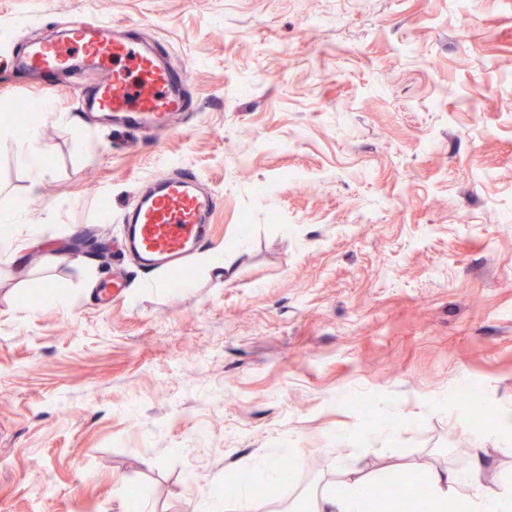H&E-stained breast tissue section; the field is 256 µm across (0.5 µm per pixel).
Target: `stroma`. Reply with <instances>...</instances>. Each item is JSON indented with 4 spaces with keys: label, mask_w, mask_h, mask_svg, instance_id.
<instances>
[{
    "label": "stroma",
    "mask_w": 512,
    "mask_h": 512,
    "mask_svg": "<svg viewBox=\"0 0 512 512\" xmlns=\"http://www.w3.org/2000/svg\"><path fill=\"white\" fill-rule=\"evenodd\" d=\"M79 16L189 66L175 132L81 108L91 81L6 90L7 58ZM2 102L0 512H190L248 470L282 512L351 473L466 469L476 444L484 485L512 482L506 440L456 399L474 383L512 409V0H0ZM167 167L220 201L205 247L226 269L193 254L189 289L120 246ZM368 399L396 436H365ZM283 448L295 474L268 484Z\"/></svg>",
    "instance_id": "obj_1"
}]
</instances>
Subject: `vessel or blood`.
<instances>
[{
	"label": "vessel or blood",
	"instance_id": "1",
	"mask_svg": "<svg viewBox=\"0 0 512 512\" xmlns=\"http://www.w3.org/2000/svg\"><path fill=\"white\" fill-rule=\"evenodd\" d=\"M85 60L94 61L102 75L91 109L116 124L160 136L173 132L176 116L188 107L186 70L173 68L116 25L75 20L64 38L32 43L14 65L61 71L77 82ZM217 206V197L201 191L195 176L160 172L124 216L125 247L149 268L180 265L208 238Z\"/></svg>",
	"mask_w": 512,
	"mask_h": 512
}]
</instances>
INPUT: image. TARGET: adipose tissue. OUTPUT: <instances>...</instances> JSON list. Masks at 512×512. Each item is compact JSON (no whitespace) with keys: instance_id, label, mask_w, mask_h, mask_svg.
Instances as JSON below:
<instances>
[{"instance_id":"ef3b65f1","label":"adipose tissue","mask_w":512,"mask_h":512,"mask_svg":"<svg viewBox=\"0 0 512 512\" xmlns=\"http://www.w3.org/2000/svg\"><path fill=\"white\" fill-rule=\"evenodd\" d=\"M487 466L485 451H470L467 469L431 468L424 474L429 489V512H512V484L476 491L475 486ZM368 481L351 477L308 495V512H370Z\"/></svg>"}]
</instances>
